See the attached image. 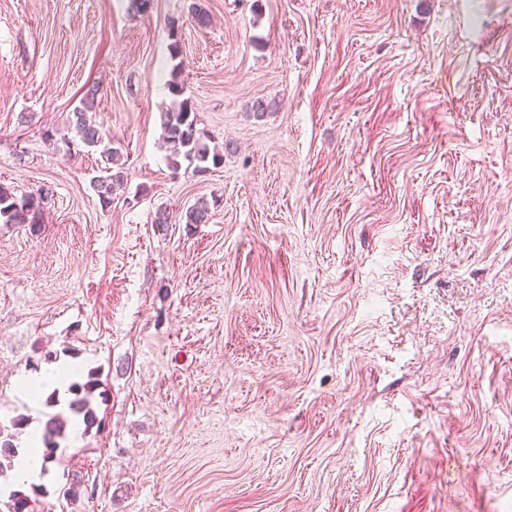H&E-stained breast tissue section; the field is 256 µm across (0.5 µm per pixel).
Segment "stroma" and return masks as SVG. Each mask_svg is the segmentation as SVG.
<instances>
[{
  "instance_id": "1",
  "label": "stroma",
  "mask_w": 512,
  "mask_h": 512,
  "mask_svg": "<svg viewBox=\"0 0 512 512\" xmlns=\"http://www.w3.org/2000/svg\"><path fill=\"white\" fill-rule=\"evenodd\" d=\"M128 5L0 0V186L49 192L39 230L0 223V431L27 448L54 412L21 376L74 361L103 389L24 492L512 512V0ZM175 66L225 150L203 173L167 163ZM92 86L107 209L98 152L61 140ZM98 95L97 88H89L80 105L72 112L73 117L69 122L71 131L75 133V137L87 147H100L101 171L106 175L96 177L91 184L96 192L99 203L102 208L106 209L112 204V189L116 182L123 179L122 172L112 173L113 165H116L118 151L105 144L106 134L103 128L96 122L93 112L95 110V100Z\"/></svg>"
}]
</instances>
